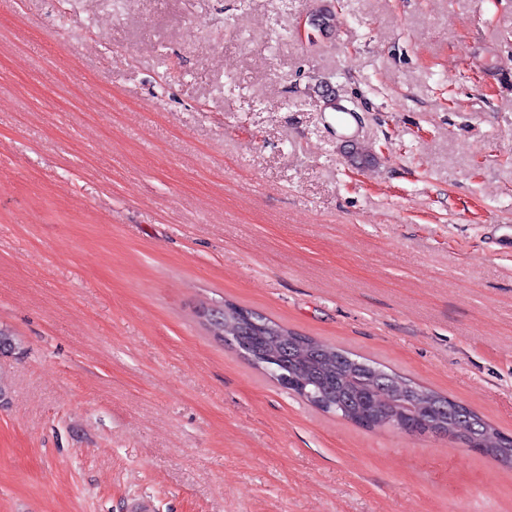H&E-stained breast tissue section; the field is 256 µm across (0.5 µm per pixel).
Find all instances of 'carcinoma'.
<instances>
[{
  "mask_svg": "<svg viewBox=\"0 0 512 512\" xmlns=\"http://www.w3.org/2000/svg\"><path fill=\"white\" fill-rule=\"evenodd\" d=\"M243 308L224 316V335L233 339L243 335ZM268 329L247 337L249 346L240 348L247 357L262 351L270 357V368L288 371L295 383L305 384L306 400L327 397L335 402L331 412L369 429H392L409 436L431 433L454 439L465 447L493 458L512 454V441L476 413L459 411L454 401L416 385L394 373L381 379L374 374L379 366L350 352L316 343L317 349L298 347L297 334L265 319ZM447 404L448 412L418 417L427 401Z\"/></svg>",
  "mask_w": 512,
  "mask_h": 512,
  "instance_id": "cac0c4a2",
  "label": "carcinoma"
}]
</instances>
